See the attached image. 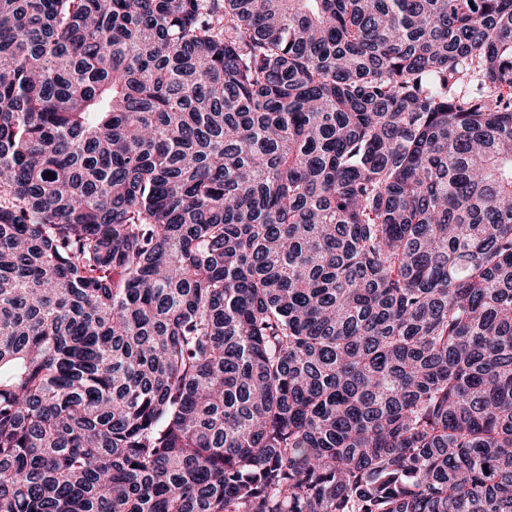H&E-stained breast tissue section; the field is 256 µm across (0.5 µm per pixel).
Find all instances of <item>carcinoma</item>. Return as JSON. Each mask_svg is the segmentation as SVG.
<instances>
[{"mask_svg": "<svg viewBox=\"0 0 512 512\" xmlns=\"http://www.w3.org/2000/svg\"><path fill=\"white\" fill-rule=\"evenodd\" d=\"M0 512H512V0H0Z\"/></svg>", "mask_w": 512, "mask_h": 512, "instance_id": "cac0c4a2", "label": "carcinoma"}]
</instances>
